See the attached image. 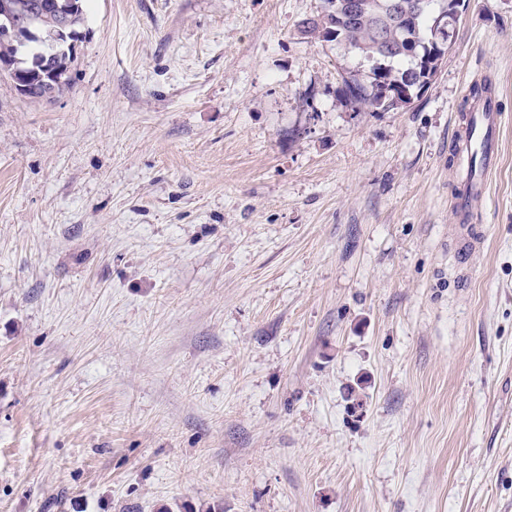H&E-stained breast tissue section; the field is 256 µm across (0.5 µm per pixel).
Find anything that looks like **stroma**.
Returning <instances> with one entry per match:
<instances>
[{"mask_svg":"<svg viewBox=\"0 0 512 512\" xmlns=\"http://www.w3.org/2000/svg\"><path fill=\"white\" fill-rule=\"evenodd\" d=\"M324 0H91L0 75V512H512V0L409 105ZM504 114L455 270L448 144Z\"/></svg>","mask_w":512,"mask_h":512,"instance_id":"stroma-1","label":"stroma"}]
</instances>
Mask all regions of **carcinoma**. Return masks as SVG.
I'll use <instances>...</instances> for the list:
<instances>
[{
  "label": "carcinoma",
  "mask_w": 512,
  "mask_h": 512,
  "mask_svg": "<svg viewBox=\"0 0 512 512\" xmlns=\"http://www.w3.org/2000/svg\"><path fill=\"white\" fill-rule=\"evenodd\" d=\"M34 16L32 37L24 43L0 41V73L17 82L39 65V59L51 56L54 35L63 20L72 24L66 33L78 34L83 18L84 0H21ZM363 8L356 14L337 9L336 0H325V12L318 23L304 32L321 41L345 45L372 62L367 79L351 74L344 78L339 92L353 104L375 111L388 108L385 92L406 88L413 93L428 77L424 64L441 58L439 49L450 40V31L434 27L435 17L446 0H359ZM74 60L70 51L55 63L57 82L54 90L67 85V73Z\"/></svg>",
  "instance_id": "carcinoma-1"
}]
</instances>
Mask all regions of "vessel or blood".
<instances>
[{"label":"vessel or blood","mask_w":512,"mask_h":512,"mask_svg":"<svg viewBox=\"0 0 512 512\" xmlns=\"http://www.w3.org/2000/svg\"><path fill=\"white\" fill-rule=\"evenodd\" d=\"M503 115L498 112L494 94L470 98L465 112L459 113L450 144L454 189L452 218L458 225L457 254L460 263L483 245L479 228L483 204L490 193V175L498 159L499 132Z\"/></svg>","instance_id":"vessel-or-blood-1"}]
</instances>
